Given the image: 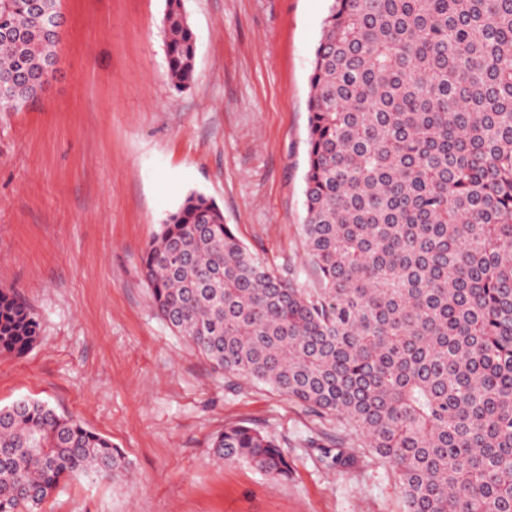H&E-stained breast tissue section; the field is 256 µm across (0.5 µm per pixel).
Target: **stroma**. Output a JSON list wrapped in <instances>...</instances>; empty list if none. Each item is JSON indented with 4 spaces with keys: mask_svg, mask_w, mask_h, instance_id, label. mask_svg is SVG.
<instances>
[{
    "mask_svg": "<svg viewBox=\"0 0 512 512\" xmlns=\"http://www.w3.org/2000/svg\"><path fill=\"white\" fill-rule=\"evenodd\" d=\"M196 78L167 77L164 0H60L58 71L40 101L0 113V290L39 335L0 353V406L48 401L121 448V481L62 480L40 512H405L358 439L326 457L338 423L216 370L154 311L143 249L199 191L276 273L318 285L303 242L309 74L329 0H185ZM243 424L275 439V480L216 457Z\"/></svg>",
    "mask_w": 512,
    "mask_h": 512,
    "instance_id": "stroma-1",
    "label": "stroma"
}]
</instances>
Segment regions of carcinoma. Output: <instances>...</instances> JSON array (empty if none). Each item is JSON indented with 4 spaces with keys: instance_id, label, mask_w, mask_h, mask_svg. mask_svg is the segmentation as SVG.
Returning a JSON list of instances; mask_svg holds the SVG:
<instances>
[{
    "instance_id": "1",
    "label": "carcinoma",
    "mask_w": 512,
    "mask_h": 512,
    "mask_svg": "<svg viewBox=\"0 0 512 512\" xmlns=\"http://www.w3.org/2000/svg\"><path fill=\"white\" fill-rule=\"evenodd\" d=\"M58 0H0V81L34 104ZM168 77L195 78L184 0H165ZM306 253L278 277L192 191L143 251L152 303L216 368L332 414L395 475L406 512H512V0H331L310 75ZM38 320L0 291V352ZM214 454L286 478L260 431ZM125 455L47 402L0 407V512H38L70 475Z\"/></svg>"
}]
</instances>
